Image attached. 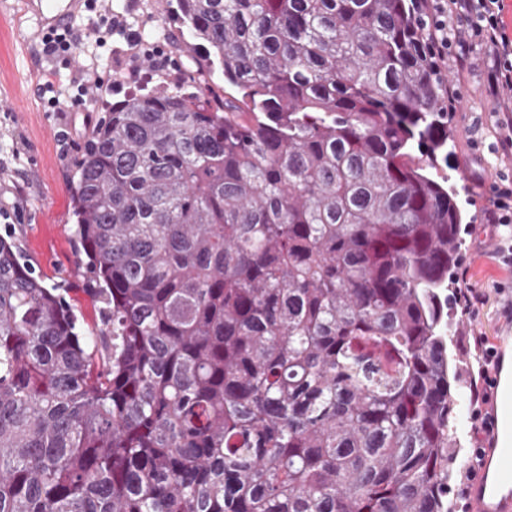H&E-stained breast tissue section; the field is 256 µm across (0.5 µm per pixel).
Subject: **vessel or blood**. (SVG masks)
Masks as SVG:
<instances>
[{
    "label": "vessel or blood",
    "mask_w": 512,
    "mask_h": 512,
    "mask_svg": "<svg viewBox=\"0 0 512 512\" xmlns=\"http://www.w3.org/2000/svg\"><path fill=\"white\" fill-rule=\"evenodd\" d=\"M41 33L69 28L86 8V0H36ZM492 446L469 488L470 512H512V382L494 371Z\"/></svg>",
    "instance_id": "b4317fda"
}]
</instances>
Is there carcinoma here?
Here are the masks:
<instances>
[{
    "mask_svg": "<svg viewBox=\"0 0 512 512\" xmlns=\"http://www.w3.org/2000/svg\"><path fill=\"white\" fill-rule=\"evenodd\" d=\"M417 0H177L223 88L102 113L100 325L0 236V512H451L462 212Z\"/></svg>",
    "mask_w": 512,
    "mask_h": 512,
    "instance_id": "cac0c4a2",
    "label": "carcinoma"
}]
</instances>
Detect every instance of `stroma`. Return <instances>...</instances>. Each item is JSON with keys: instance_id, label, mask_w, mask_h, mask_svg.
Here are the masks:
<instances>
[{"instance_id": "obj_1", "label": "stroma", "mask_w": 512, "mask_h": 512, "mask_svg": "<svg viewBox=\"0 0 512 512\" xmlns=\"http://www.w3.org/2000/svg\"><path fill=\"white\" fill-rule=\"evenodd\" d=\"M118 2L130 21L160 36L168 68L155 72L144 63L132 68L126 43L113 39L108 45L112 61L98 71L102 85L88 90L85 106L64 102L53 109L39 85L48 80L73 82L86 59L76 52L48 56L39 51L27 0H0V235L12 230L23 256L47 284L72 289L90 326L98 322V309L82 292L88 278L78 264L80 243L72 215V184L84 142L102 112L125 95L181 83L176 44L191 40L171 22L176 0ZM438 69L445 88L459 91L460 97L449 114L450 164L438 167L437 173L451 177L458 192L463 214L459 268L466 273V283L487 297L478 317L466 313L458 300L449 311L448 351L460 361L456 428L459 458L464 461L477 446L473 413L481 406L472 393L481 365L474 336L484 334L494 346L512 332L501 316L512 305V269L498 262L499 233L482 219L498 175H512V153L499 144V107L512 102V92L504 90L495 97L486 93L488 58L481 49L466 71L443 63Z\"/></svg>"}]
</instances>
